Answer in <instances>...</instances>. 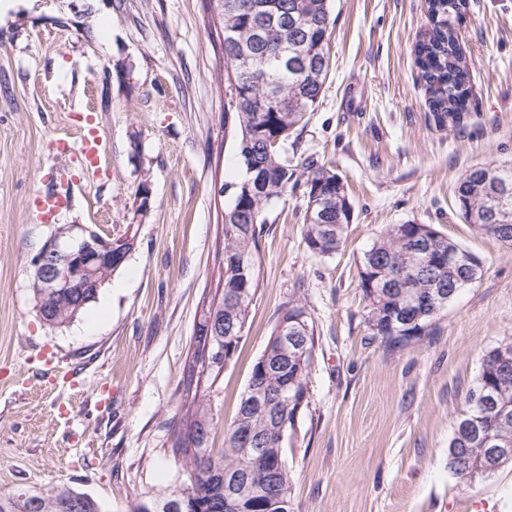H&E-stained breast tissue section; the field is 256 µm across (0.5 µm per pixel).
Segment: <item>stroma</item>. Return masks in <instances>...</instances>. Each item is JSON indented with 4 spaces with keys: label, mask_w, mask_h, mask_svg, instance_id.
Instances as JSON below:
<instances>
[{
    "label": "stroma",
    "mask_w": 512,
    "mask_h": 512,
    "mask_svg": "<svg viewBox=\"0 0 512 512\" xmlns=\"http://www.w3.org/2000/svg\"><path fill=\"white\" fill-rule=\"evenodd\" d=\"M322 93L288 158L334 166L354 207L344 246L304 242L305 186L272 202L244 336L205 385L213 448L279 313L314 326L309 405L285 441L294 512H512V467L473 490L448 471L454 412L485 350L512 342V247L478 234L454 189L473 166L512 160V0H467L459 42L471 116L438 129L413 47L424 0H330ZM212 0H0V491L71 486L104 512L183 488L172 450L197 305L213 298L229 197L241 178ZM95 127L103 175L63 141ZM149 188V204L138 192ZM53 191L71 203L43 217ZM429 224L481 259L420 340L366 323L357 267L390 224ZM135 247L62 328L35 309L27 272L55 225Z\"/></svg>",
    "instance_id": "obj_1"
}]
</instances>
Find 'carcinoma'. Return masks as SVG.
Returning a JSON list of instances; mask_svg holds the SVG:
<instances>
[{"instance_id": "1", "label": "carcinoma", "mask_w": 512, "mask_h": 512, "mask_svg": "<svg viewBox=\"0 0 512 512\" xmlns=\"http://www.w3.org/2000/svg\"><path fill=\"white\" fill-rule=\"evenodd\" d=\"M214 25L233 38L231 52L245 50L256 56L272 57L282 39L293 51L286 59L275 60L267 81H252L237 72L234 60H224L234 73V111L224 113V124L237 133L238 158L242 168L257 167L261 185L246 188L243 181L225 182L220 193L230 197L224 210L223 247L218 278L222 285L219 300L209 302L194 331L189 367H198L195 387L203 377L220 374L219 366L198 364L202 340L209 339L229 357L238 349L244 335L250 307L258 288L255 252L259 225L266 223L267 206L294 189L306 186L304 240L308 250L320 256L332 255L342 246L353 223L354 212L345 184L325 165L312 164L299 170L288 163L282 147L314 111L322 92L328 67V43L332 27L329 0H213ZM465 0H426L431 27L415 45L419 76L428 95L431 116L440 129L463 123L469 110L470 73L456 32ZM458 209L480 234L512 245V219L501 226L493 218L494 206L503 203L512 212V163L477 166L469 169L455 188ZM414 225L393 224L377 236L363 253L358 268V287L365 300L366 321L374 335L390 343H400L423 335L441 316L447 303L464 285L465 261H471L473 276H479L481 262L456 241L434 229L432 255L444 259L443 267L423 272L415 263L418 253L402 257L417 243H407ZM99 289L78 288L43 299L37 307L44 318L62 326L76 319L95 301ZM447 297L434 311L406 329L405 337L390 333L392 320L413 300ZM302 317L288 325V335L297 337L300 353L284 351L278 345L279 330L270 336L262 356L254 364L248 386L240 400L236 417L229 426L227 447L214 453L210 436L214 417L204 397L184 386L186 399L175 425L173 449L182 457L188 471V484L179 493L193 496L186 512H275V498L291 499L292 477L287 465L269 471L251 466L249 451L237 444V431L249 425L265 440L263 452L270 458L283 457L284 445L278 429L287 423L293 430L298 403L308 405V377L315 361L314 327L301 300L292 299L280 318ZM512 350V342L487 350L482 357L476 385L470 389L454 419V432L448 445V470L457 482L474 489L494 478L512 456L488 457L494 445L512 449V359L501 363L496 352ZM260 390L272 406L261 407L255 399ZM233 470L247 479V488L225 482ZM84 493L73 488L52 487L31 492L17 489L0 492V512H69L66 503Z\"/></svg>"}]
</instances>
